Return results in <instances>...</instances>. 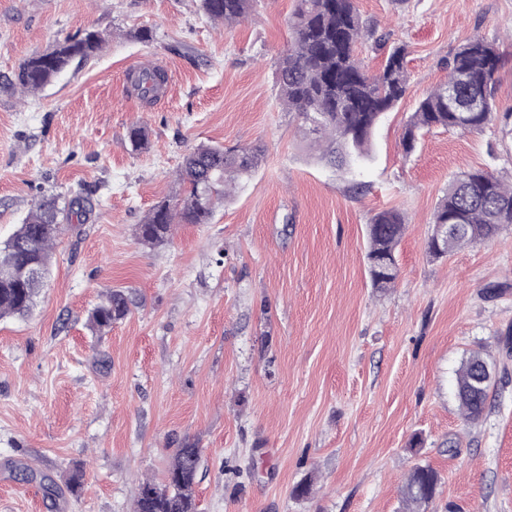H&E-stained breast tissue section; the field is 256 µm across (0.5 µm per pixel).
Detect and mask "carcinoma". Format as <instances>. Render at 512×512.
Here are the masks:
<instances>
[{"label": "carcinoma", "mask_w": 512, "mask_h": 512, "mask_svg": "<svg viewBox=\"0 0 512 512\" xmlns=\"http://www.w3.org/2000/svg\"><path fill=\"white\" fill-rule=\"evenodd\" d=\"M255 0H201L204 13L226 24L248 17ZM291 40L281 55L276 83L285 110L294 114L299 129L315 146L327 144L325 155L333 162L359 159L369 152L371 139L382 115L405 95L408 73L405 49L392 50L385 64L369 73L356 54L359 41L374 34L355 6L354 0H297L289 17ZM104 38L96 31L68 37L49 51L23 61L16 74V86L35 92L49 83L74 59L98 53ZM502 56L494 43L474 36L460 46L448 61V83H457L466 101L475 93L487 99V112H452L441 85L427 93L410 116L403 135L405 150L414 149L423 131L441 128L480 132L496 117V74ZM166 75L156 69H142L131 76V84L145 100L158 97ZM259 146L200 145L183 160L179 177L184 190L176 203L158 202L139 225L138 237L145 246L155 247L169 240L176 224H206L215 201L234 190L263 160ZM88 211L87 200L76 197L68 207L59 208L54 196H43L9 238L0 243V318L26 317L33 298L44 285L51 251L62 231L60 215L80 218ZM460 216L463 223L448 242L438 245L427 239L426 253L440 259L465 246L477 245L496 237L512 225V186L496 172L467 171L448 183L436 206L432 223L444 224ZM406 228L405 216L398 210L376 214L368 225L369 273L372 286L386 291L395 286L399 270L395 250ZM34 265L40 276L23 281V268ZM131 312L130 300L122 290H113L90 314L93 330L104 333ZM493 369L483 354L471 352L456 374L455 395L467 422L480 420L488 408V392ZM201 452L193 445L175 450L164 478L141 483L134 512H196L195 479ZM21 480L37 482L47 494H54V483L41 472L26 466ZM439 477L428 466L416 465L402 486L403 501L413 512L433 501Z\"/></svg>", "instance_id": "carcinoma-1"}]
</instances>
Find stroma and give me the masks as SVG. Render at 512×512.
Here are the masks:
<instances>
[{
  "mask_svg": "<svg viewBox=\"0 0 512 512\" xmlns=\"http://www.w3.org/2000/svg\"><path fill=\"white\" fill-rule=\"evenodd\" d=\"M356 4L386 37L359 57L374 71L404 47L408 86L369 156L339 169L280 105L295 0H257L230 26L200 0H0V241L41 196L91 201L65 223L31 316L0 319V512H133L140 484L187 442L201 450L197 512H406L418 464L440 479L427 512H512V226L439 260L425 250L452 177H512V122L402 145L419 100L477 34L503 55L496 101L512 109V0ZM144 28L152 41L136 39ZM91 30L105 38L95 56L35 93L7 85L26 58ZM152 67L168 80L149 103L128 76ZM136 124L148 150L129 144ZM256 143L262 163L211 223L140 243L150 209L178 199L186 154ZM391 208L408 226L396 285L378 292L366 226ZM113 289L132 311L95 335L89 315ZM478 349L495 378L468 424L454 383ZM27 465L54 496L21 480ZM306 479L308 497H294Z\"/></svg>",
  "mask_w": 512,
  "mask_h": 512,
  "instance_id": "obj_1",
  "label": "stroma"
}]
</instances>
